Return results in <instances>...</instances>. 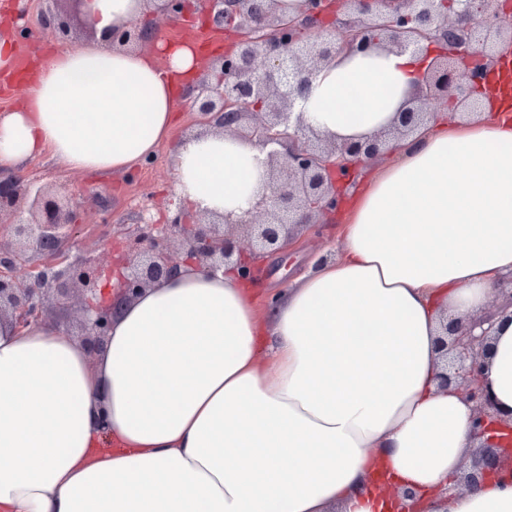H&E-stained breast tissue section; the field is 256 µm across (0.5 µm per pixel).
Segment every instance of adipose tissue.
<instances>
[{
    "label": "adipose tissue",
    "instance_id": "1",
    "mask_svg": "<svg viewBox=\"0 0 512 512\" xmlns=\"http://www.w3.org/2000/svg\"><path fill=\"white\" fill-rule=\"evenodd\" d=\"M146 0H84L92 32L33 66L0 110V172L48 153L74 172H124L177 125L202 66L190 40L112 47ZM430 60L377 47L322 65L315 130L366 138L411 98ZM349 187L337 258L281 294L270 318L236 270L182 265L113 319L91 360L51 322L0 323V512H383L376 483L437 512H512V483L444 499L472 408L439 385L441 315H484L512 273V113L484 102L431 122ZM178 196L246 217L269 191L260 150L207 132L172 153ZM485 380L512 413V318H496Z\"/></svg>",
    "mask_w": 512,
    "mask_h": 512
}]
</instances>
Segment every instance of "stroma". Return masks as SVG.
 Segmentation results:
<instances>
[{"instance_id": "35a3bbf8", "label": "stroma", "mask_w": 512, "mask_h": 512, "mask_svg": "<svg viewBox=\"0 0 512 512\" xmlns=\"http://www.w3.org/2000/svg\"><path fill=\"white\" fill-rule=\"evenodd\" d=\"M38 0H0V42H6L15 53L24 52L25 43L8 34L12 21L25 26L36 23ZM189 105L179 108L178 125L171 140L161 143L151 164L139 165L123 173H76L50 155L30 159L25 170L40 185L62 187L80 204L79 229L69 243L71 258L93 256L103 266L110 265L114 246L125 231L139 224L142 212H149L156 223H165L179 202L172 189V150L177 141L201 133ZM340 224H327L320 234L306 236L289 259L288 268L269 269L263 288L258 289L254 303L264 308L268 297L278 295L290 278L313 266L325 252L339 247Z\"/></svg>"}]
</instances>
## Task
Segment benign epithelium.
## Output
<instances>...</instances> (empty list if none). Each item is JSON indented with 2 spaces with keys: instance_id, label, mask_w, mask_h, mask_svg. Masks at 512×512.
Here are the masks:
<instances>
[{
  "instance_id": "benign-epithelium-1",
  "label": "benign epithelium",
  "mask_w": 512,
  "mask_h": 512,
  "mask_svg": "<svg viewBox=\"0 0 512 512\" xmlns=\"http://www.w3.org/2000/svg\"><path fill=\"white\" fill-rule=\"evenodd\" d=\"M65 0H41L38 29L66 33L70 18ZM210 30L234 31L230 49L211 58L190 92L199 124L226 135L246 138L267 150L269 195L252 205L250 218L230 214L218 219L199 215L188 223L185 206L166 224L148 221L124 234L110 268L91 258H69L67 241L75 232L77 203L65 193L37 186L25 176L0 177V319L23 330L44 319L49 305L71 307L75 293L84 345L103 349L117 305L141 290L168 280L189 262L210 274L233 266L258 283L266 262L288 265V249L299 234L332 222L339 213L344 183L354 181L364 161H377L392 143L425 126L428 113L419 102L440 97L457 109L479 108L487 76L512 53V0H343L348 19L334 15L330 35L323 34L331 0H307L304 14L284 18L275 0H198ZM159 12L170 22L184 19L187 0H163ZM144 28L124 27L109 44L138 45ZM380 44L419 53L426 46L442 49L419 76L420 90L396 120L370 138H329L302 123L298 103L309 76L344 49L365 50ZM257 121L240 130L244 117ZM251 242L243 251L235 229ZM9 241H3V237ZM41 255L34 270L20 272L29 251ZM116 278L112 302L103 300L106 282ZM476 324L443 325L438 337L445 372L443 387L455 385L474 407L473 434L481 438L508 428L504 442H486L467 456L463 471L448 488V497L512 473V416L499 413L483 382L489 330L475 334ZM392 512H431L422 495L405 489L394 493Z\"/></svg>"
}]
</instances>
